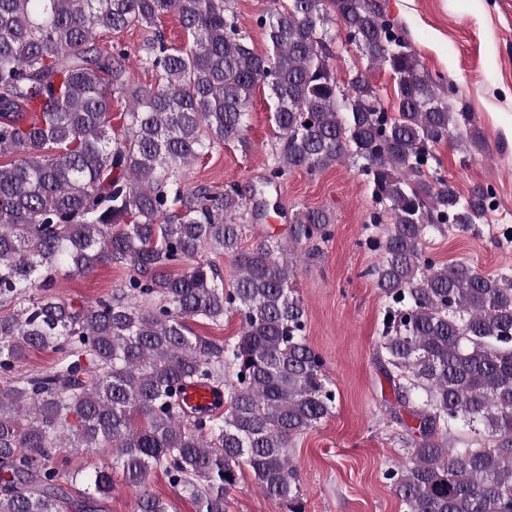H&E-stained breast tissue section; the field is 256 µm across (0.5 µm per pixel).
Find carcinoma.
Here are the masks:
<instances>
[{"instance_id": "cac0c4a2", "label": "carcinoma", "mask_w": 512, "mask_h": 512, "mask_svg": "<svg viewBox=\"0 0 512 512\" xmlns=\"http://www.w3.org/2000/svg\"><path fill=\"white\" fill-rule=\"evenodd\" d=\"M178 15L185 48L155 33ZM366 68L336 78L328 26ZM269 45L255 52L230 0H0V512H103L105 467L77 476L61 450L112 456L139 491L134 512H171L146 489L163 469L196 512H226L246 467L263 494L304 512L288 449L328 418L336 393L306 338L304 307L283 254L331 236L325 209L296 211L287 243L242 247L241 213L280 208L287 173L333 164L371 186L368 274L384 305L377 362L392 389L390 421L406 459L383 479L405 512H512V273L465 260L440 265L426 240L448 226L475 232L494 185L461 195L431 165L430 149L483 139L451 82L421 71L405 30L380 0H286L256 18ZM137 26L161 85L133 89L128 51L97 31ZM391 72L394 111L369 79ZM268 90L279 147L249 199L231 187H182L176 170L211 145L247 148L249 107ZM121 98L122 132L112 133ZM231 257L230 287L204 253ZM119 264L129 277L91 304L49 293L62 269L86 275ZM184 266L179 275L167 273ZM232 313L236 338L217 343L188 321ZM32 349L59 354L49 370L18 371ZM207 386L193 409L185 388Z\"/></svg>"}]
</instances>
